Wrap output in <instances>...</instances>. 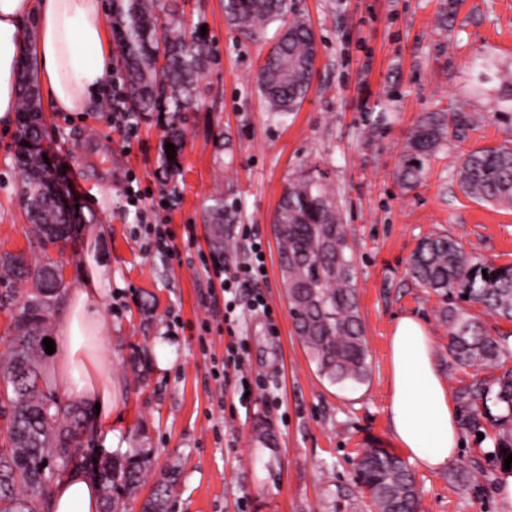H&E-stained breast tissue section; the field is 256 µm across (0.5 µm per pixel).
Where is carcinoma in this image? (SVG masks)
I'll use <instances>...</instances> for the list:
<instances>
[{
    "label": "carcinoma",
    "instance_id": "1",
    "mask_svg": "<svg viewBox=\"0 0 512 512\" xmlns=\"http://www.w3.org/2000/svg\"><path fill=\"white\" fill-rule=\"evenodd\" d=\"M164 0H125L116 35L122 44L128 94L139 116L168 114L164 142L175 145V157L166 160L172 172L179 171L185 140V112L196 96L197 81L210 61L206 40L187 35L180 28H165L157 35ZM228 24L253 38L265 25L279 20L285 32L268 51L257 73V82L268 110L285 114L304 101L314 69L316 42L302 19L288 17V0H224ZM481 82L498 81L504 92L493 115L512 112V73L491 62L478 64ZM477 125V118L462 106L444 112H425L410 131L402 149L397 179L407 190L422 180L426 162L449 136ZM19 141L16 165L24 173L23 192L28 217L41 247L68 237L70 223L48 193L42 179L48 172L42 148L44 122L39 90L33 70L23 65L20 74ZM461 192L478 203L512 208V146L501 144L474 149L463 155L457 170ZM232 205L217 199L204 215L211 225L215 246L230 247L225 225L236 220ZM273 224L287 229L274 232L282 283L294 332L314 363L318 375L331 385H360L369 375L368 348L354 287L353 249L337 206L321 179L298 176L288 181L277 204ZM58 262L46 258L29 264L24 255L0 256V271L10 280L29 281L32 292L13 289L11 301L22 299L16 333L7 355L0 358V512H47L49 502L37 505L36 489L51 480L54 466L63 471L77 461L70 453L85 428V418L76 408L59 402L46 373L50 358L43 340L49 337L47 323L55 297L64 284L57 280ZM413 279L448 301L442 307L448 323V353L461 367L496 365L509 351L508 336L489 335L480 319L454 302L479 304L493 317L512 322V265L496 266L470 256L461 243L445 234L423 238L409 259ZM488 277H483V274ZM490 389L474 380L462 391L469 411L464 425L478 429L485 418L497 427L495 456L504 461L512 454V371L497 381L494 405ZM257 443L270 448L275 439L269 423L258 419L253 426ZM49 467L44 468L42 464ZM103 512H125L126 499L138 494L150 470L149 454L142 448H120L101 462ZM179 473L167 471L145 498L141 512H167L169 497ZM357 479L369 491L377 512H420V495L414 474L399 456L383 448H370L357 468Z\"/></svg>",
    "mask_w": 512,
    "mask_h": 512
}]
</instances>
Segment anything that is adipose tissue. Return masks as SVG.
Here are the masks:
<instances>
[{"label": "adipose tissue", "instance_id": "ef3b65f1", "mask_svg": "<svg viewBox=\"0 0 512 512\" xmlns=\"http://www.w3.org/2000/svg\"><path fill=\"white\" fill-rule=\"evenodd\" d=\"M37 28L35 45L24 35L26 21ZM33 54L44 95L59 112H81L101 100L112 73L102 0H0V123L10 124L18 103L17 70ZM100 263L83 273L81 288L66 301V315L56 341L61 369L59 389L67 397L99 405L95 417L104 436L112 434V379L91 357L87 337L102 333ZM391 430L410 461L439 471L461 446L456 401L436 364L425 323L400 317L390 339ZM98 486L82 470L57 480L52 512H99Z\"/></svg>", "mask_w": 512, "mask_h": 512}]
</instances>
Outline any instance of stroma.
Listing matches in <instances>:
<instances>
[{"instance_id": "1", "label": "stroma", "mask_w": 512, "mask_h": 512, "mask_svg": "<svg viewBox=\"0 0 512 512\" xmlns=\"http://www.w3.org/2000/svg\"><path fill=\"white\" fill-rule=\"evenodd\" d=\"M312 28L317 57L310 90L287 115L268 112L258 68L280 32L268 23L250 40L229 28L224 0H177V19L204 31L211 61L201 96L187 119L181 175L163 161L165 116L139 122L134 136L112 124V100L82 112L45 110L42 143L52 169L79 204L66 243L47 250L30 243L14 165L16 128H0V255L50 256L65 286L81 285L93 248L107 250L101 299L102 334L91 353L112 376V439L93 428L81 434L93 458L113 449H149L155 483L170 466L180 476L172 512H375L355 477L365 449L396 451L388 414L389 340L396 321H425L442 378L452 394L473 380L494 384L512 370V353L496 366L458 367L448 353L441 298L409 274L418 242L445 234L495 265L512 264V209L465 197L455 180L462 154L512 142V121L493 117L501 90L479 85L475 63L512 68V0H289ZM452 103L485 122L449 138L426 164L421 183L403 190L395 172L406 137L421 113ZM319 170L354 248L355 288L369 350L362 385L321 380L299 343L278 266L272 217L288 180ZM173 194L165 216L176 245L215 253L203 217L214 199L234 205L228 265L241 259L240 227L254 225L264 241L263 286L273 321L247 316L248 372L263 374L279 406L253 396L240 405L233 387L218 388L212 360H224L222 292H211L188 261L150 250L134 210L125 209L130 178ZM209 321L210 334L200 324ZM267 420L276 444L253 439ZM494 431L461 430L462 446L447 469L415 468L421 512H512L500 488Z\"/></svg>"}]
</instances>
